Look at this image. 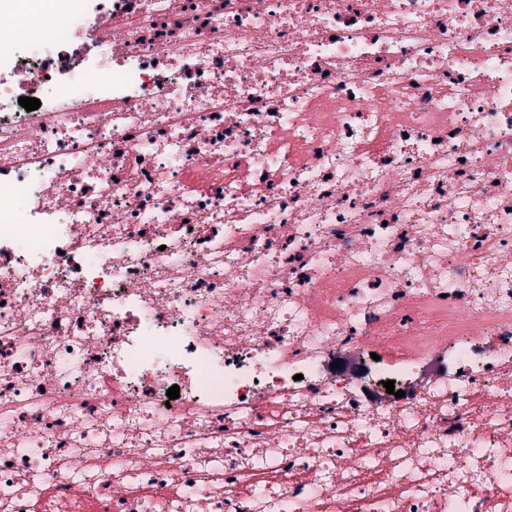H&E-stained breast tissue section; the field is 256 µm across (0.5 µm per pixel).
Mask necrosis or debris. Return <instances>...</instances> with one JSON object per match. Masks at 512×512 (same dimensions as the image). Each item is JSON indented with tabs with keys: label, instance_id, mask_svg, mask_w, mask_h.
Wrapping results in <instances>:
<instances>
[{
	"label": "necrosis or debris",
	"instance_id": "obj_1",
	"mask_svg": "<svg viewBox=\"0 0 512 512\" xmlns=\"http://www.w3.org/2000/svg\"><path fill=\"white\" fill-rule=\"evenodd\" d=\"M15 2L0 512H512V0Z\"/></svg>",
	"mask_w": 512,
	"mask_h": 512
}]
</instances>
